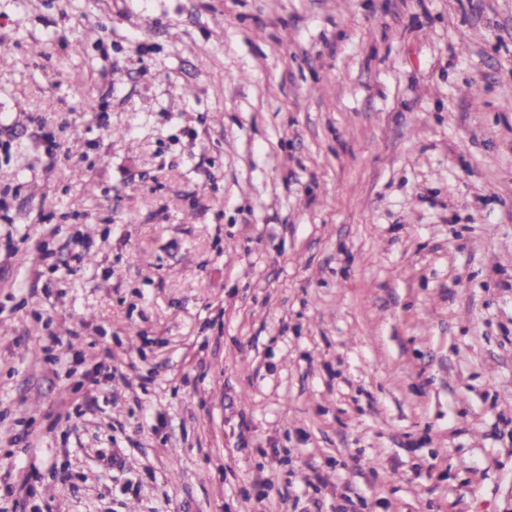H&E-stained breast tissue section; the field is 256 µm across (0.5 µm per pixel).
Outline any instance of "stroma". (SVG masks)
<instances>
[{"label": "stroma", "mask_w": 512, "mask_h": 512, "mask_svg": "<svg viewBox=\"0 0 512 512\" xmlns=\"http://www.w3.org/2000/svg\"><path fill=\"white\" fill-rule=\"evenodd\" d=\"M1 51L0 512H512V0H0Z\"/></svg>", "instance_id": "stroma-1"}]
</instances>
